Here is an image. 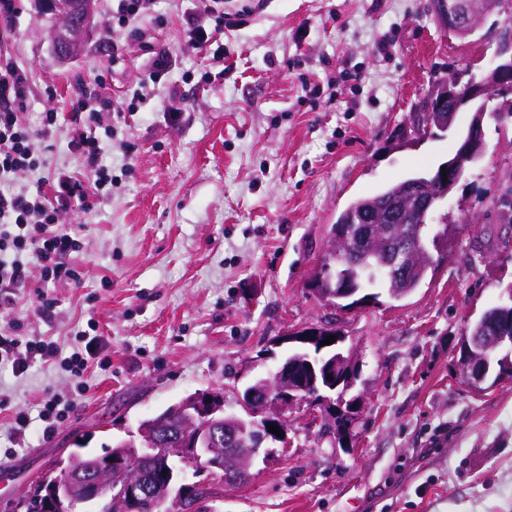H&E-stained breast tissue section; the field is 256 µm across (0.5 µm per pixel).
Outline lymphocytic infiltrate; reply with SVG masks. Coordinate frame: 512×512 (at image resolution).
Instances as JSON below:
<instances>
[{
    "mask_svg": "<svg viewBox=\"0 0 512 512\" xmlns=\"http://www.w3.org/2000/svg\"><path fill=\"white\" fill-rule=\"evenodd\" d=\"M199 2L197 13L187 18L190 38L198 47L210 46L217 34L243 21L242 12L224 10L223 0ZM207 17L213 19V28L205 27L203 20ZM101 82L97 76L79 83L73 102L74 110L83 114L86 123L85 131L72 140L83 159L84 178L58 172L47 177L36 193L14 191L10 188L14 179L45 163L33 150L35 140L54 139L60 123L57 113L50 112L40 128L24 125L21 110L30 93L28 75L7 50L0 49V311H12L19 295L31 287V270L40 273L41 286L34 290L39 311L47 318L57 306L47 286L80 281L71 258L82 252V241L74 227L60 222L59 214L71 206L85 213L92 211L95 196L103 195L112 184L102 164L97 134L104 126L102 103L96 94ZM20 328L16 322L0 330V367H11L18 375L36 361L60 362L74 379L80 380L108 347L105 337L80 329L75 333V346L66 356L51 338L21 339Z\"/></svg>",
    "mask_w": 512,
    "mask_h": 512,
    "instance_id": "f902f5d3",
    "label": "lymphocytic infiltrate"
}]
</instances>
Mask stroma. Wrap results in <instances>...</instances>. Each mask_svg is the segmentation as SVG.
I'll list each match as a JSON object with an SVG mask.
<instances>
[{"mask_svg": "<svg viewBox=\"0 0 512 512\" xmlns=\"http://www.w3.org/2000/svg\"><path fill=\"white\" fill-rule=\"evenodd\" d=\"M194 7L156 0L144 26L174 57L148 85L154 57L112 20V0H95L71 60L57 57L55 24L35 0H21L4 39L29 73L24 121L60 115L56 137L35 146L50 167L83 171L71 146L84 125L71 106L80 80L103 73L102 94L128 109L108 115L102 140L111 196L63 215L84 242L79 285L52 288V317L33 298L0 314V327L21 319L24 337L66 351L75 326L95 323L111 365L91 370L83 393L57 364L0 370V507L78 448L137 440L143 420L189 394H219L238 411V392L286 356L280 337L329 323L358 364L347 440L334 437L328 403L297 405L287 446L244 482L216 486L215 512H512V378L477 391L459 367L461 336L512 286V222L495 206L512 185V121L486 118L484 155L434 215L460 231L421 288L354 310L313 290L351 200L452 154L471 113L415 145L396 147L393 135L434 78L489 69L493 31L449 35L433 0H228L250 14L219 36L217 61L215 47L189 41ZM52 395L70 408L53 436L14 440L13 409Z\"/></svg>", "mask_w": 512, "mask_h": 512, "instance_id": "obj_1", "label": "stroma"}]
</instances>
